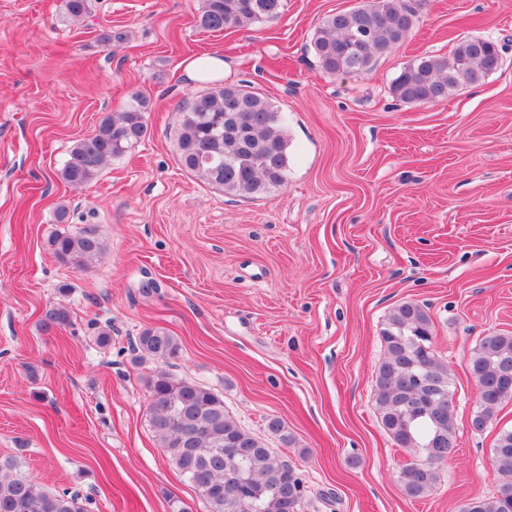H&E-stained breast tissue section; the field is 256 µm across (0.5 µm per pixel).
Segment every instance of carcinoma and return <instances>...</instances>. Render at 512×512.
Here are the masks:
<instances>
[{"label":"carcinoma","mask_w":512,"mask_h":512,"mask_svg":"<svg viewBox=\"0 0 512 512\" xmlns=\"http://www.w3.org/2000/svg\"><path fill=\"white\" fill-rule=\"evenodd\" d=\"M425 0H364L347 12L324 17L314 39L321 67L331 74L361 75L375 59L400 45L419 21ZM287 0H202L199 26L221 32L278 21ZM74 22L90 13V0H65ZM501 65L498 45L480 35L460 40L448 56L424 55L393 80L401 101L425 105L447 100L475 85ZM149 102L136 95L119 112L105 117L80 139L65 160L60 177L72 186L93 181L110 159L147 134ZM177 154L180 166L226 195L267 194L288 183V124L284 112L242 83L224 84L196 95L179 107ZM57 259L87 268L104 252L89 228L52 236ZM71 323L64 305L50 309L45 330ZM381 340L385 356L375 372L374 396L381 425L413 460L397 474L410 499L430 496L440 475L436 461L455 453L457 427L452 378L434 348L432 322L416 303L389 314ZM137 350L165 363L177 357L179 339L163 327L142 331ZM478 387L470 423L486 429L500 406L512 400V333L480 339L467 361ZM148 425L171 464L194 486L207 512H302L306 489L296 470L241 426L224 399L196 382L159 370L146 380ZM492 464L503 479L495 496L471 498L462 512H512V430L499 432ZM16 459H0V512H86L81 497L49 491L32 477L15 473Z\"/></svg>","instance_id":"1"}]
</instances>
